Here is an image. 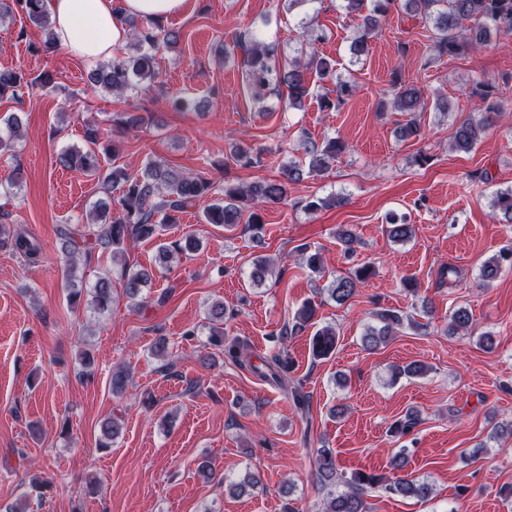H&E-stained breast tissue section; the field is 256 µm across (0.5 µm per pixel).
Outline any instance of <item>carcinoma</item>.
Here are the masks:
<instances>
[{
	"instance_id": "obj_1",
	"label": "carcinoma",
	"mask_w": 512,
	"mask_h": 512,
	"mask_svg": "<svg viewBox=\"0 0 512 512\" xmlns=\"http://www.w3.org/2000/svg\"><path fill=\"white\" fill-rule=\"evenodd\" d=\"M401 2L407 12L420 15L431 23L433 51L439 57L457 56L469 50H477L488 44L494 34L512 35V0H342V7L347 13L362 18L361 27L350 43L354 60H360L368 50L369 41L379 30L381 19L391 10L398 9ZM17 14L42 31L44 50L59 49L54 25L44 6V0H0L1 21ZM123 21L130 32L128 47L134 54L98 63L90 74V81L108 94L130 98L158 82L156 54L163 48L176 47L179 32L152 19L125 17ZM299 24L306 32L310 51L304 56H294L284 63L276 61L273 51L265 41L263 31H243L232 37L233 49L241 53L240 66L245 73L248 93L254 102L260 104L269 95L276 93L286 96L288 107L299 108L310 95V74L314 73L321 79L335 75L336 61L319 55L316 48L321 36L310 29L307 18H301ZM36 84L46 87L51 84V79L47 76L29 82L21 71L0 70L1 99H17L23 94V89ZM353 91L352 80H338L335 99H323L322 109L339 110ZM472 91L487 101V106L479 117H469L461 121L453 133V148L464 153L472 151L486 132L499 124L504 115L501 106L493 100L494 88L491 84L477 80ZM392 107L408 115L406 123L397 129L398 139L406 141L421 138L423 133L420 112L425 110V103L420 89L414 85L400 86ZM6 125L8 131L0 133V156L14 150L19 121L12 116L6 120ZM104 139L105 133L101 128L89 125L85 133L86 147H68L57 158L61 167L79 169L96 178L106 196L110 195L112 187L119 185L122 188L116 211H111L107 201L102 200L89 211L85 221L58 226L57 238L63 266L68 275L74 272L77 259L81 257L87 260L96 251H109L115 257L128 240L151 241L159 238L165 225L174 223L180 214L194 207L202 210V220L206 224H222L224 229L232 230L245 223L249 229L258 233L262 230V219L256 212L246 219L243 218V203L269 206L288 201L294 187L302 182L305 172L324 173L331 170L336 158L347 149L341 140L330 138L319 145L304 136L300 139V147L308 158L307 168L290 162L282 165L280 177L276 180H258L246 185L226 183L220 188L202 173L178 169L158 161L147 162L141 173L134 177L129 176L122 168L104 171L99 161L100 143ZM231 155L244 167H253L262 162L261 153L240 142L232 143ZM22 179V171L17 164L7 178V189L3 190L4 202L0 203V216H9L7 206L15 198V190L20 188ZM493 206L498 208L506 223H512V189L497 192ZM387 232L393 241L403 242L411 237L413 229L406 219L393 217ZM11 248L30 264L41 261L42 250L39 242L24 233L12 235ZM197 248L198 240L190 233L175 241L161 243L158 246V262L160 266L168 267L175 258ZM298 255L309 270L325 273L321 255L310 252L309 245H301ZM505 264L512 267V248L502 250L497 256L483 262L482 280L490 282L496 279ZM271 271L272 263L269 260L257 258L252 263L251 284L262 285ZM372 273L373 267L363 264L356 269L354 276L334 280L328 288L329 297L339 305L344 304L355 293L357 283L366 280ZM119 276L123 280L129 307L134 310L140 308L145 303L143 290L151 282L152 272L145 268L132 271L122 263L119 266ZM86 294L89 295L87 299L84 298ZM83 298L86 299L87 306L98 313L110 310L113 303L112 272L107 271L99 276L87 293L82 288L70 289L71 303L78 305ZM313 316V306H304L291 321L284 324L281 335L301 334ZM225 317L224 304L214 303L208 312L211 343L240 365L243 363L246 345L238 339L224 343ZM376 317L380 326L368 328L362 337L364 346L369 350L378 348L403 324V317L389 309L377 312ZM471 325L472 319L467 308L455 307L449 311L448 333L456 334L468 330ZM311 344L314 359L326 358L336 348L335 330L330 327L316 330ZM248 368L264 380H271L282 388L288 386L287 366L277 356L265 362L263 368L252 364ZM419 422V414L410 410L393 423L391 433L399 437L408 435ZM120 431L121 425L117 419L106 421L102 425L104 442L100 443V447L110 448L111 441L119 436ZM313 480L327 490L321 512H366L364 490L368 487H380L390 494L420 499L427 498L431 492L429 484L397 474L392 477L363 472L348 475L336 467L335 452L330 448L318 449ZM257 483L258 477L247 472L238 482L230 485L228 491L232 495H242ZM340 486L344 490H338Z\"/></svg>"
}]
</instances>
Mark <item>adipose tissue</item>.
Here are the masks:
<instances>
[{"label": "adipose tissue", "mask_w": 512, "mask_h": 512, "mask_svg": "<svg viewBox=\"0 0 512 512\" xmlns=\"http://www.w3.org/2000/svg\"><path fill=\"white\" fill-rule=\"evenodd\" d=\"M59 44L71 55L96 63L112 57L126 42L121 15L167 18L179 13L184 0H45Z\"/></svg>", "instance_id": "obj_1"}]
</instances>
